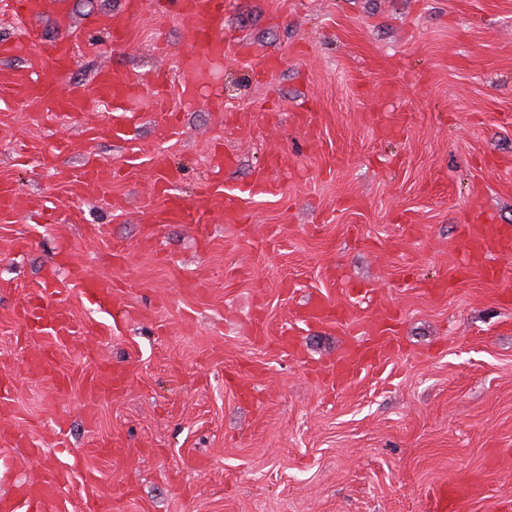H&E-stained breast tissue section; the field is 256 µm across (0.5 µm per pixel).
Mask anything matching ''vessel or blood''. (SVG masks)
Masks as SVG:
<instances>
[{
    "label": "vessel or blood",
    "instance_id": "vessel-or-blood-1",
    "mask_svg": "<svg viewBox=\"0 0 512 512\" xmlns=\"http://www.w3.org/2000/svg\"><path fill=\"white\" fill-rule=\"evenodd\" d=\"M174 15L193 21L191 45L179 57L181 74L179 98L183 108H192L202 88L211 75L224 64L225 0H169ZM74 41L71 32H63L54 39H44L40 30L27 28L23 40L0 42V56H26V66L17 69L8 90L14 98L43 112H64L78 115L92 106L104 105L118 112L106 133L113 140L125 137V123L139 117L142 101V82L133 72L105 68L99 70L94 81L93 95H86L79 88L64 90L45 83L40 78L43 69L65 72L73 62ZM70 181L77 184L84 197L93 198L104 190V179L99 164L87 161L67 170ZM281 183L266 176L253 179L245 188L215 189L203 192L192 200L173 194L171 178L167 172H158L154 190L164 200L163 221L181 224H200L208 213H223L225 222L238 221L236 205L241 195L251 197L276 196L281 193ZM467 257L465 260L449 258L448 281H499L502 275L501 260L512 257V228L500 224H471L466 229ZM69 274L81 294L98 309L112 306V282L81 268L70 269ZM447 281V282H448ZM53 291L41 289L26 296L21 303V324L26 328L49 323L58 343L73 345L85 330L77 326L66 309L46 305ZM297 323L306 326H335L356 324L350 306L332 295L315 293L300 304L295 311ZM390 309L387 303L378 302L375 313L361 324L360 336L346 340L335 359L326 366L331 386H341L351 380L368 361L380 362L384 353L394 346L387 323ZM123 372L106 368L87 378L86 397L93 400L119 383ZM23 502L26 512H71L72 502L62 494V482L52 470H44L35 481L18 485L16 500H0V512H16V502Z\"/></svg>",
    "mask_w": 512,
    "mask_h": 512
}]
</instances>
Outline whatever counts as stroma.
I'll list each match as a JSON object with an SVG mask.
<instances>
[{
    "label": "stroma",
    "mask_w": 512,
    "mask_h": 512,
    "mask_svg": "<svg viewBox=\"0 0 512 512\" xmlns=\"http://www.w3.org/2000/svg\"><path fill=\"white\" fill-rule=\"evenodd\" d=\"M125 7L47 0L44 38L69 25L76 53L44 80L89 90L105 66L149 87L167 78L191 24L163 0L129 14L125 47L85 36ZM224 36L197 106L170 95L166 138L148 95L119 142L89 133L109 108L69 117L0 99V186L16 191L0 217V496L49 466L92 512H431L435 492L480 474L468 512H499L512 500V259L498 283L429 289L464 254V225H512V0H228ZM217 146L236 158L224 186L262 172L284 190L244 198L240 222L211 216L203 239L161 221L153 181L174 168L194 197ZM87 159L113 170L91 199L56 173ZM63 239L62 300L77 323L112 325L77 350L22 334L15 315ZM72 266L111 279L109 313ZM318 290L365 318L379 298L397 314L388 358L338 388L321 369L346 328L293 320ZM288 334L300 355L280 349ZM39 349L65 385L28 370ZM109 366L125 385L87 403L86 377Z\"/></svg>",
    "instance_id": "stroma-1"
}]
</instances>
